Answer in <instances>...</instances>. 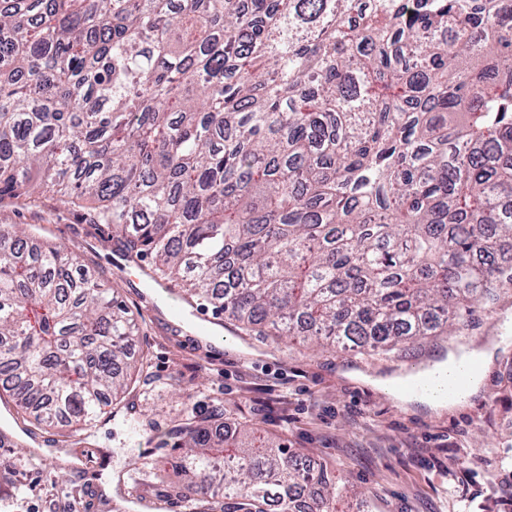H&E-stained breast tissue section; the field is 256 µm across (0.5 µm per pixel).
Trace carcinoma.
Here are the masks:
<instances>
[{
  "label": "carcinoma",
  "instance_id": "obj_1",
  "mask_svg": "<svg viewBox=\"0 0 512 512\" xmlns=\"http://www.w3.org/2000/svg\"><path fill=\"white\" fill-rule=\"evenodd\" d=\"M87 206L153 279L263 336L394 349L512 288V0H0V203ZM139 327L0 225V389L91 436ZM215 408L184 512H335L348 481Z\"/></svg>",
  "mask_w": 512,
  "mask_h": 512
}]
</instances>
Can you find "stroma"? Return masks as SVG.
<instances>
[{
  "mask_svg": "<svg viewBox=\"0 0 512 512\" xmlns=\"http://www.w3.org/2000/svg\"><path fill=\"white\" fill-rule=\"evenodd\" d=\"M0 224L77 251L135 318L132 353L148 363L125 407L84 444L57 441L50 427L0 422L12 438L0 448V512H116L122 503L131 512H173L168 487L184 480L167 463L173 449L156 452L159 477L133 468L148 448L147 424L163 427L187 407L203 415L217 404L226 422L346 475L373 512H512V290L474 303L455 334L389 357L323 351L239 327L203 335L191 313L172 320L147 267L123 258L108 229L89 224L81 209L50 200L36 210L20 198L0 205ZM474 349L489 350L491 360L479 392L453 408L402 405L381 387ZM36 439L48 441L56 465L27 463L21 449ZM18 484L23 493H14Z\"/></svg>",
  "mask_w": 512,
  "mask_h": 512,
  "instance_id": "stroma-1",
  "label": "stroma"
}]
</instances>
